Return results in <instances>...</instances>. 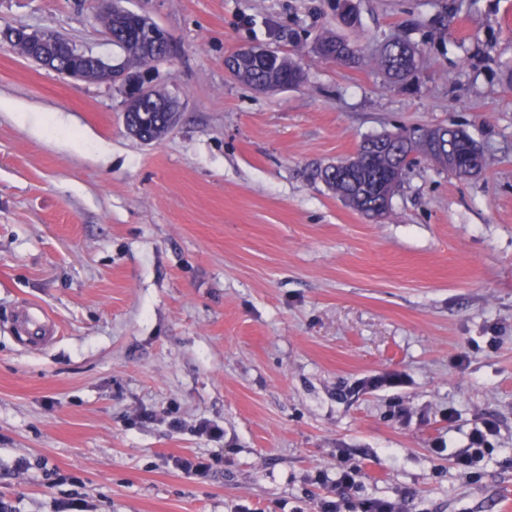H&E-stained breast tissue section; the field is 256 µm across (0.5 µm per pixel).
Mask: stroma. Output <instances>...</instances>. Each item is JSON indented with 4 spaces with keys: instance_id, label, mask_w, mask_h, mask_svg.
<instances>
[{
    "instance_id": "1",
    "label": "stroma",
    "mask_w": 512,
    "mask_h": 512,
    "mask_svg": "<svg viewBox=\"0 0 512 512\" xmlns=\"http://www.w3.org/2000/svg\"><path fill=\"white\" fill-rule=\"evenodd\" d=\"M123 0L170 38L153 85L181 105L145 143L117 85L0 46V497L15 512H319L317 470L407 512H512V0ZM93 0H0L119 64ZM358 41L357 63L317 37ZM423 67L390 81L391 39ZM288 56L296 88L233 79L239 45ZM466 129L487 164L419 157L374 222L320 169L366 138ZM35 311L49 342L28 344ZM174 406L176 432L143 420ZM498 422L471 471L455 460ZM209 419L223 442L190 432ZM223 453L206 479L177 457ZM25 469H18V461ZM362 468L359 466L350 467L346 470H342L337 474L336 477L332 478L326 471H318L315 476V482L320 484L321 486H329L332 489L336 490V487H340L342 489H349L356 485V478L360 476Z\"/></svg>"
}]
</instances>
